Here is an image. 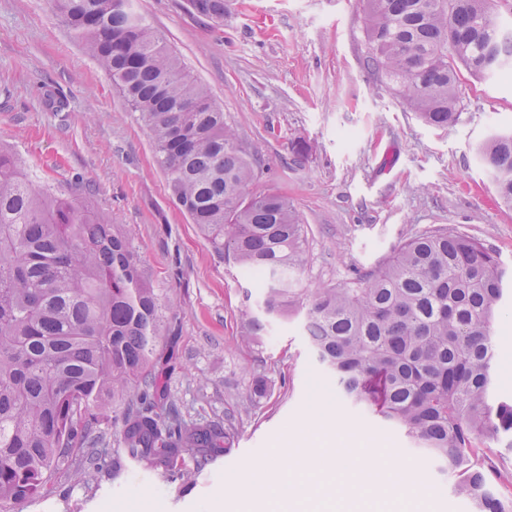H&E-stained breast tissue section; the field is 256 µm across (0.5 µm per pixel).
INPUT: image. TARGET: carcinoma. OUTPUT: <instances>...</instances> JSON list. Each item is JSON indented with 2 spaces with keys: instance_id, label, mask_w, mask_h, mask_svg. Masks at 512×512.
<instances>
[{
  "instance_id": "obj_1",
  "label": "carcinoma",
  "mask_w": 512,
  "mask_h": 512,
  "mask_svg": "<svg viewBox=\"0 0 512 512\" xmlns=\"http://www.w3.org/2000/svg\"><path fill=\"white\" fill-rule=\"evenodd\" d=\"M109 74L152 140L175 204L214 249L262 279V312L283 313L306 262L288 198L250 189L252 162L208 91L184 71L134 0H49ZM221 19L224 0H191ZM512 0H364L367 65L428 125L462 113L461 78L512 72ZM187 103L199 104L185 112ZM500 200L512 205V133L477 150ZM71 197L35 189L0 150V512L53 493V477L82 480L120 427L125 458L193 480L234 447L237 428L185 413L159 382L162 322L130 231ZM508 270L481 240L450 227L407 238L355 287L319 288L305 302L308 345L348 405L401 429L452 474L472 512H512L494 483L508 470L482 446L512 448V398L490 399L495 326ZM242 343L264 330L241 314Z\"/></svg>"
}]
</instances>
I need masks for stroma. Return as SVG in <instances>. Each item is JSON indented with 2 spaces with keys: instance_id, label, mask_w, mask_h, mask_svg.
<instances>
[{
  "instance_id": "35a3bbf8",
  "label": "stroma",
  "mask_w": 512,
  "mask_h": 512,
  "mask_svg": "<svg viewBox=\"0 0 512 512\" xmlns=\"http://www.w3.org/2000/svg\"><path fill=\"white\" fill-rule=\"evenodd\" d=\"M152 31L207 88L254 167L253 191L293 202L304 227L302 289L351 284L378 269L404 239L442 226L480 239L512 266V208L475 156L491 130L512 128V79L465 77V108L445 129L417 113L367 65L361 0H224L223 19L189 0H137ZM63 98L53 111L50 96ZM307 144L295 154L293 141ZM0 148L35 185L71 192L89 184L91 206L133 232L152 274L164 323L175 326L167 379L193 415L236 409L238 440L192 483L111 460L89 480L59 475L46 500L18 512H471L450 478L404 433L347 405L310 352L302 312L269 321L250 345L240 317L260 285L218 255L172 201L137 113L46 0H0ZM494 397L512 396V316L496 327ZM265 378L268 396L237 402ZM370 449L378 462L358 499L298 492L324 458ZM290 463L288 485L259 477ZM404 480L390 488L384 464Z\"/></svg>"
}]
</instances>
